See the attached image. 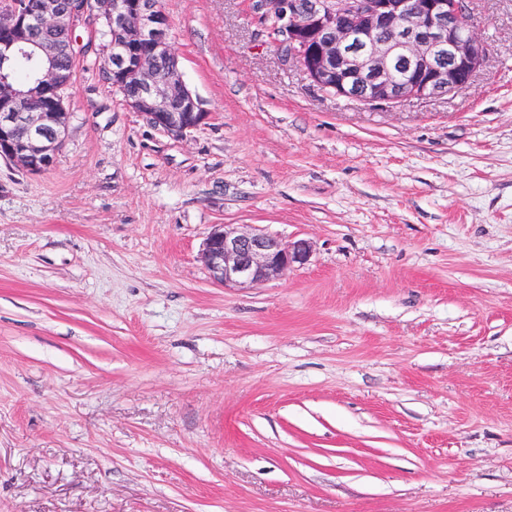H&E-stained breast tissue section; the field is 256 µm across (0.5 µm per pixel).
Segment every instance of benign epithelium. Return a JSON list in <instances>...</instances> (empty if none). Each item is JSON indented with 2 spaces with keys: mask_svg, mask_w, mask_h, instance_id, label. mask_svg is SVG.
I'll return each mask as SVG.
<instances>
[{
  "mask_svg": "<svg viewBox=\"0 0 512 512\" xmlns=\"http://www.w3.org/2000/svg\"><path fill=\"white\" fill-rule=\"evenodd\" d=\"M280 60L303 70L325 94L368 107H396L466 87L487 50L467 0H244ZM0 31V159L38 175L51 170L70 124L73 66L93 59L126 105L149 124L182 138L210 119L185 83L168 39L160 0H23ZM78 29L87 40L75 38ZM26 55L37 85L14 81L2 64ZM404 76L393 75L396 65ZM303 239L284 242L242 224H218L200 260L211 282L245 288L306 264Z\"/></svg>",
  "mask_w": 512,
  "mask_h": 512,
  "instance_id": "7a95c632",
  "label": "benign epithelium"
}]
</instances>
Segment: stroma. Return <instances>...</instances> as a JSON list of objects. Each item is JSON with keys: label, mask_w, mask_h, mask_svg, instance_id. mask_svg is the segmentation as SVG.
Returning <instances> with one entry per match:
<instances>
[{"label": "stroma", "mask_w": 512, "mask_h": 512, "mask_svg": "<svg viewBox=\"0 0 512 512\" xmlns=\"http://www.w3.org/2000/svg\"><path fill=\"white\" fill-rule=\"evenodd\" d=\"M444 98L324 95L242 0H162L208 123L79 71L54 168L0 160V512H512V0ZM217 224L307 239L249 288Z\"/></svg>", "instance_id": "stroma-1"}]
</instances>
